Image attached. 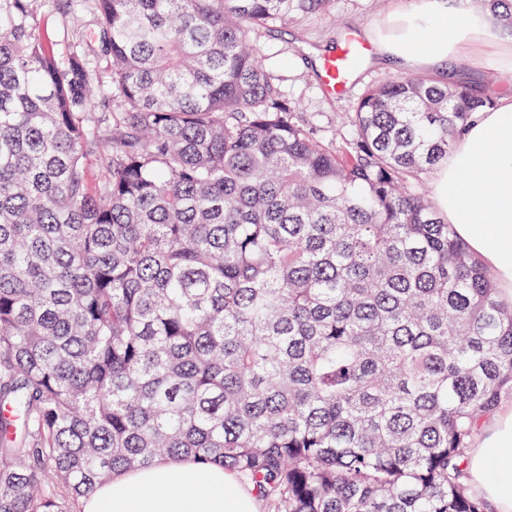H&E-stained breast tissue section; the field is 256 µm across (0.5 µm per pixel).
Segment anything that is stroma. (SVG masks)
Instances as JSON below:
<instances>
[{"label":"stroma","instance_id":"35a3bbf8","mask_svg":"<svg viewBox=\"0 0 512 512\" xmlns=\"http://www.w3.org/2000/svg\"><path fill=\"white\" fill-rule=\"evenodd\" d=\"M410 0H331L325 9L299 14L285 24L261 31L257 43L267 71L289 101L299 104L300 114L316 137L337 150H344L341 116L350 111L364 85L403 76L395 61L369 55L356 71L349 89L341 96L324 93L319 78V60L326 49L351 32L368 29L385 33L390 19ZM448 70L473 86H484L489 75L500 77L499 87L512 94V60L507 55L479 46L453 58Z\"/></svg>","mask_w":512,"mask_h":512}]
</instances>
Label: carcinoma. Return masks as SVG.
Listing matches in <instances>:
<instances>
[{"label": "carcinoma", "mask_w": 512, "mask_h": 512, "mask_svg": "<svg viewBox=\"0 0 512 512\" xmlns=\"http://www.w3.org/2000/svg\"><path fill=\"white\" fill-rule=\"evenodd\" d=\"M328 5L0 0V512L179 457L263 512H495L512 302L421 189L495 85L371 86L340 154L252 43ZM507 406H512V401L502 402L494 421ZM481 433L468 457L469 482L496 512H512V407L504 409L498 421Z\"/></svg>", "instance_id": "obj_1"}]
</instances>
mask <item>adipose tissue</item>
I'll return each instance as SVG.
<instances>
[{"label":"adipose tissue","instance_id":"adipose-tissue-1","mask_svg":"<svg viewBox=\"0 0 512 512\" xmlns=\"http://www.w3.org/2000/svg\"><path fill=\"white\" fill-rule=\"evenodd\" d=\"M512 50L491 13L466 0H416L378 43L380 56L412 71L442 72L473 43ZM436 207L456 234L496 273L512 299V95L472 115L448 159L435 171ZM471 485L495 512H512V407L483 429L468 457ZM81 512H262L235 472L192 460L164 459L121 473L80 500Z\"/></svg>","mask_w":512,"mask_h":512}]
</instances>
